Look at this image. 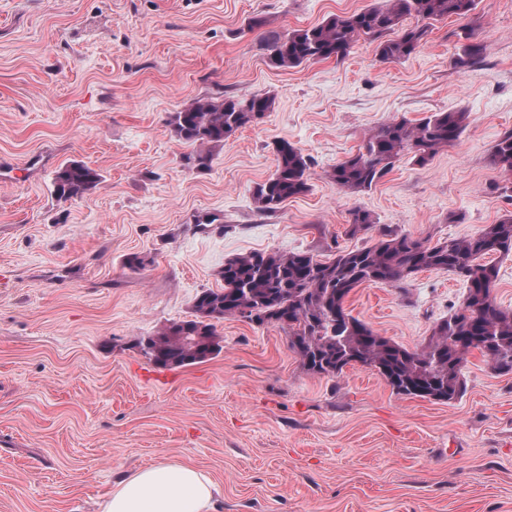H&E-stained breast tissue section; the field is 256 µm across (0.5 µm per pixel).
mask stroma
<instances>
[{
    "instance_id": "stroma-1",
    "label": "stroma",
    "mask_w": 512,
    "mask_h": 512,
    "mask_svg": "<svg viewBox=\"0 0 512 512\" xmlns=\"http://www.w3.org/2000/svg\"><path fill=\"white\" fill-rule=\"evenodd\" d=\"M376 2L0 0V512H97L115 481L161 460L209 474L218 512H512V374L479 353L462 397L441 403L358 365L310 374L286 330L241 317L218 324L223 350L202 363L160 370L139 345L190 319L225 259L325 260L386 228L433 244L512 211L488 160L512 130V0H478L470 26L487 50L471 67L455 63L452 18L399 63L362 41L341 61L269 64L268 32ZM257 94L275 96L272 112L209 169L183 165L171 112ZM457 109L468 129L428 165L402 159L360 195L330 181L379 125ZM282 139L308 156L309 190L262 214L252 191ZM68 160L101 179L64 201L52 178ZM357 207L377 222L352 236ZM465 293L427 270L361 285L347 308L414 350Z\"/></svg>"
}]
</instances>
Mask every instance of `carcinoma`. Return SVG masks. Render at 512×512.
I'll use <instances>...</instances> for the list:
<instances>
[{
  "instance_id": "1",
  "label": "carcinoma",
  "mask_w": 512,
  "mask_h": 512,
  "mask_svg": "<svg viewBox=\"0 0 512 512\" xmlns=\"http://www.w3.org/2000/svg\"><path fill=\"white\" fill-rule=\"evenodd\" d=\"M477 0H382L351 14L332 15L311 27L267 36L269 61L281 69L312 60L344 59L359 40L376 44L383 62L410 58L427 41L434 22L472 18ZM415 17L422 24L406 25ZM466 43L456 64L479 63L485 45L463 28ZM271 96L201 97L171 113L169 125L192 150L185 165L210 166L208 146H218L238 129L255 123L274 109ZM469 125L464 109L432 112L413 122L401 118L373 129L358 151L336 164L329 177L350 194L372 190L405 156L427 165L440 151L457 143ZM276 167L253 190L258 211L271 213L286 200L309 190L308 159L287 140L275 144ZM490 163L512 175V130L493 146ZM100 180L95 169L66 161L54 171L55 195L64 200L90 194ZM376 224L361 207L350 213L348 233L355 236ZM512 255V212L485 224L474 235L433 245L386 230L371 246L341 250L329 261L308 252H250L224 262L221 288L199 293L194 318L174 323L141 341L153 364L176 369L218 356L223 346L217 324L239 316L258 325L286 331L291 348L307 372L336 375L348 365L377 371L397 393L451 403L462 396L461 374L466 356L478 351L499 372L512 373V309L501 307L493 292L498 268L489 257ZM443 270L460 277L466 294L459 310L438 322L428 342L409 350L353 317L346 308L349 294L362 284L397 285L423 270Z\"/></svg>"
}]
</instances>
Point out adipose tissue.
Returning <instances> with one entry per match:
<instances>
[{
  "label": "adipose tissue",
  "instance_id": "1",
  "mask_svg": "<svg viewBox=\"0 0 512 512\" xmlns=\"http://www.w3.org/2000/svg\"><path fill=\"white\" fill-rule=\"evenodd\" d=\"M216 494V483L204 471L161 461L116 481L100 512H215Z\"/></svg>",
  "mask_w": 512,
  "mask_h": 512
}]
</instances>
